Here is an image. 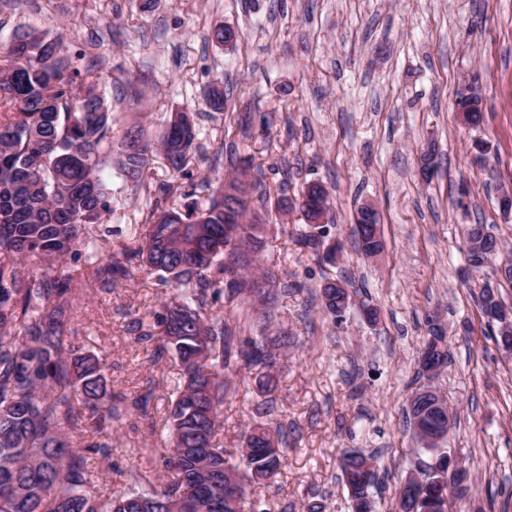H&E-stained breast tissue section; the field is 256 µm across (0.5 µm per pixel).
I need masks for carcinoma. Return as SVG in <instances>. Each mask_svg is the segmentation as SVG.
Masks as SVG:
<instances>
[{
	"instance_id": "cac0c4a2",
	"label": "carcinoma",
	"mask_w": 512,
	"mask_h": 512,
	"mask_svg": "<svg viewBox=\"0 0 512 512\" xmlns=\"http://www.w3.org/2000/svg\"><path fill=\"white\" fill-rule=\"evenodd\" d=\"M80 53L69 51L64 39L50 31L15 29L0 43V512H243L248 489L257 475L279 474L282 455L263 454L278 444L281 426L257 424L244 433L251 450L232 462L231 451L218 439L226 378L248 366L273 368L276 356L265 337L237 342L222 314L211 312L225 300L233 305L255 303L270 318L277 292L288 285L264 264V237L251 221V210L239 213L236 224H224V185L255 191L264 208L271 198L263 171H245L230 179L220 176L204 201L183 193V208L154 205L147 216L145 242L134 247L125 240L117 253L138 260L159 273L177 290L170 303L150 312L154 324H139V339L154 345L155 358L176 357L183 382L167 409L169 453L150 449L149 469L123 474L122 494L99 493L107 481L93 460L112 456V423L126 408L125 397L108 387L100 357L65 340L72 305L68 298L80 278L58 270L66 257L93 249L114 230L105 224L111 211L105 168H115L132 194L149 190L143 175L161 153L172 179L188 175L197 129L194 114L173 112L155 139L140 125L121 131L112 127V106L93 71L80 68ZM277 209L286 205L310 219L298 197L288 199V181L279 185ZM327 225L312 224L297 233V242L318 262H329L336 247L325 246ZM352 235L366 256L382 242L365 224ZM468 268L485 270L493 254L464 243ZM40 262V276L24 263ZM127 272L106 256L94 277L106 287L113 275ZM325 310L340 320L348 308V288L329 281L320 285ZM477 302L484 317L504 308L495 289L483 285ZM81 432L82 448L69 439ZM362 454L346 453L340 468L353 512H372L376 471ZM238 478L240 496L234 507L224 503V469ZM163 473L161 483L152 473ZM470 490L467 474L440 494L432 484L418 488L407 500L396 492L395 512H453L455 501Z\"/></svg>"
}]
</instances>
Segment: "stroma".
I'll return each mask as SVG.
<instances>
[{"label": "stroma", "instance_id": "obj_1", "mask_svg": "<svg viewBox=\"0 0 512 512\" xmlns=\"http://www.w3.org/2000/svg\"><path fill=\"white\" fill-rule=\"evenodd\" d=\"M224 24L242 35L234 46L209 38ZM62 32L98 69L115 129L143 125L158 135L174 110L195 113L199 149L185 190L206 195V177L228 176L242 159L260 166L269 185L289 193L312 182L331 191L329 237L342 241L335 263H317L295 242L299 213L266 223L265 261L290 284L269 325L251 312L229 322L241 337L288 332L279 384L258 389L257 369L232 379L224 401V445L238 447L269 402L268 421L284 431L283 466L253 494L273 512H351L339 467L343 453L373 455L381 474L378 512H390L399 481L430 462L405 424L418 388L428 316L446 330L449 360L434 381L454 422L445 448L473 477L460 512H512V359L488 333L467 281L463 227L481 222L512 248V213L500 211L512 189V0H0V42L15 26ZM480 78L481 128H465L455 98ZM144 90L134 102L128 81ZM224 109L206 104L212 87ZM488 141L485 167L474 139ZM109 226L123 238L141 233L151 201L164 200L171 176L154 158L151 195L132 198L106 169ZM375 206L384 248L366 258L350 225L362 204ZM348 279L355 292L341 322L322 308L323 279ZM174 295L161 277L137 270L116 288L86 279L74 298L72 328L97 337L114 391L135 399L152 390L164 412L180 378L176 359L155 360L138 339L148 308ZM378 308L370 324L363 310ZM166 432L128 410L112 430L114 452L96 468L115 475L144 467V448H165Z\"/></svg>", "mask_w": 512, "mask_h": 512}]
</instances>
